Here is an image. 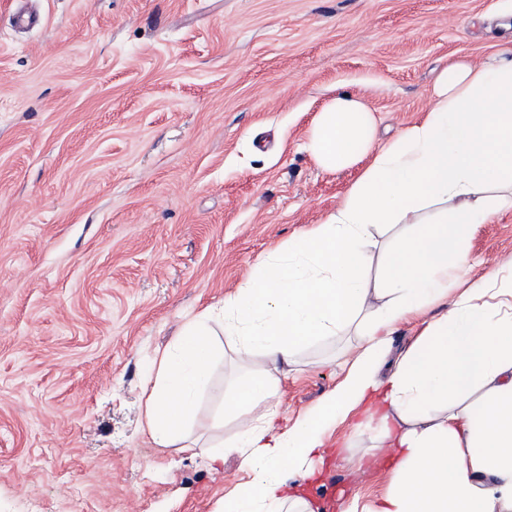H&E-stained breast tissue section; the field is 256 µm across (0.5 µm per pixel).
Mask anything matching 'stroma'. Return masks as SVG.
Returning a JSON list of instances; mask_svg holds the SVG:
<instances>
[{
    "label": "stroma",
    "instance_id": "35a3bbf8",
    "mask_svg": "<svg viewBox=\"0 0 512 512\" xmlns=\"http://www.w3.org/2000/svg\"><path fill=\"white\" fill-rule=\"evenodd\" d=\"M0 0V512H222L237 456L160 448L144 391L184 323L322 223L355 170L304 144L331 95L378 140L417 122L439 70L512 49V0ZM461 287L512 256V211L478 225ZM399 324L386 379L428 320ZM347 332L283 381L286 428L343 380ZM348 421L307 497L342 512L389 482Z\"/></svg>",
    "mask_w": 512,
    "mask_h": 512
}]
</instances>
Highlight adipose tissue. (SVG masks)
<instances>
[{
    "mask_svg": "<svg viewBox=\"0 0 512 512\" xmlns=\"http://www.w3.org/2000/svg\"><path fill=\"white\" fill-rule=\"evenodd\" d=\"M363 95L319 110L306 150L327 173L356 170L334 212L269 250L247 280L185 322L160 357L145 399L162 448L210 453L189 424L223 335L243 371L224 387L223 413L251 422L222 443L248 472L224 512H314L292 494L325 435L357 408L356 432L392 463L388 490L344 512H512V258L449 295L469 267L475 227L512 210V54L449 61L424 117L376 140ZM390 235L372 274L376 235ZM449 300L385 380L377 368L397 324ZM354 331L342 382L290 427L275 426L286 369L311 344Z\"/></svg>",
    "mask_w": 512,
    "mask_h": 512,
    "instance_id": "1",
    "label": "adipose tissue"
}]
</instances>
